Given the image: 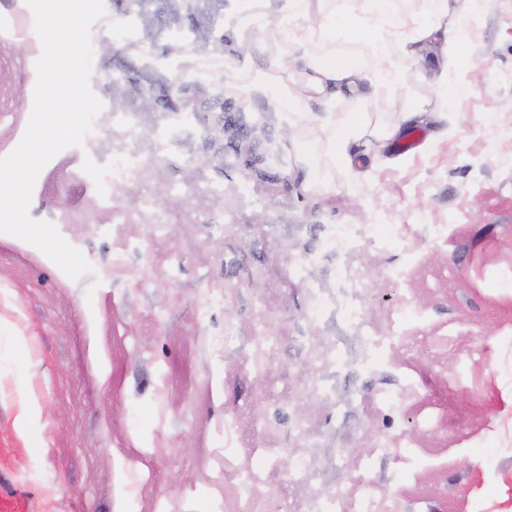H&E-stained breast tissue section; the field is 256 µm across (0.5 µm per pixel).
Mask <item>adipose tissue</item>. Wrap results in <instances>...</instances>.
<instances>
[{
  "instance_id": "ef3b65f1",
  "label": "adipose tissue",
  "mask_w": 512,
  "mask_h": 512,
  "mask_svg": "<svg viewBox=\"0 0 512 512\" xmlns=\"http://www.w3.org/2000/svg\"><path fill=\"white\" fill-rule=\"evenodd\" d=\"M311 9L312 0H289L283 35L297 43L309 68L318 74L321 82L335 86L340 92L354 91L366 80L379 84L396 82V73L385 65L391 40H398L411 57L418 56L426 44L460 45L468 40L464 27L448 28L436 22L422 23L409 33L400 31L390 0H354L351 8L330 16L315 30L308 27ZM360 21L373 34L371 51L379 63L378 69L369 73L355 59L337 54L334 49L337 41L356 37V24Z\"/></svg>"
}]
</instances>
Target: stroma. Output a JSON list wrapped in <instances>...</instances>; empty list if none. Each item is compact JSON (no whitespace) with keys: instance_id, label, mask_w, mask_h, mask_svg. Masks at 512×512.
Listing matches in <instances>:
<instances>
[{"instance_id":"35a3bbf8","label":"stroma","mask_w":512,"mask_h":512,"mask_svg":"<svg viewBox=\"0 0 512 512\" xmlns=\"http://www.w3.org/2000/svg\"><path fill=\"white\" fill-rule=\"evenodd\" d=\"M104 3L91 27L90 85L108 105L112 74H125L135 123L116 128L98 115L97 148L62 152L67 193L60 177L40 178L30 204L92 271L72 280L0 233V512H224V457L234 452L224 420L255 410L279 432L273 512H293L285 462L312 416L326 486L352 481L345 460L373 438L413 430L436 470L416 475L391 448L373 463L405 512H512V0H478L463 15L457 0L392 4L409 30L430 15L465 26L471 42L446 73L472 90L457 112L439 89L438 45L418 58L392 45L397 84L364 83L329 103L281 34L287 0H227L210 16L219 52L188 47L191 20L173 0H147L131 24L123 0ZM41 51L33 31L0 43V157L25 133L36 80L27 61ZM181 64L197 83L169 92ZM277 83L295 91L294 106L274 94ZM419 104L423 117L409 119ZM187 107L198 118L171 139ZM352 112L365 113L366 133L349 146L361 164L348 171L332 160L328 125ZM221 116L242 138L208 136ZM168 140L171 159L148 189L113 188L110 173L125 163L117 142L148 150ZM248 146L247 164L238 152ZM145 195L160 224L113 226V207L135 209ZM339 224L371 231L359 247L327 245ZM390 224L400 239L384 238ZM342 263L365 290V322L382 334L397 322L413 341L401 360L339 370L327 406L308 370V337L350 358L364 352L342 308L317 305L344 299ZM258 331L284 339L272 371L288 380V404L237 370ZM440 336L447 348L436 347ZM405 371L426 382L425 400L365 415L371 394ZM262 426L243 438L261 446Z\"/></svg>"}]
</instances>
